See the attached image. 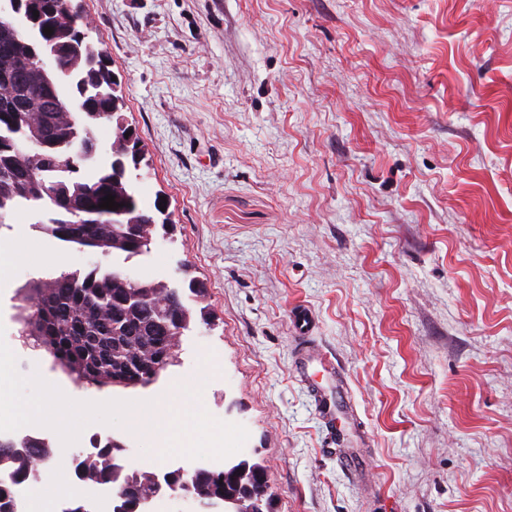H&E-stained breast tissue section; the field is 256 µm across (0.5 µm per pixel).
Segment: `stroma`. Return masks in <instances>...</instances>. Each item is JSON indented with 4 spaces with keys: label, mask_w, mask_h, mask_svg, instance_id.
Wrapping results in <instances>:
<instances>
[{
    "label": "stroma",
    "mask_w": 512,
    "mask_h": 512,
    "mask_svg": "<svg viewBox=\"0 0 512 512\" xmlns=\"http://www.w3.org/2000/svg\"><path fill=\"white\" fill-rule=\"evenodd\" d=\"M145 148L140 209H164L130 261L204 283L207 320L148 387L80 383L30 336L33 279L92 254L24 206L0 250V323L25 377L76 401H152L203 383L244 425L273 512H512V0H81ZM333 367L294 373L291 309ZM220 350L217 370L201 355ZM347 386L356 470L327 451L313 386ZM158 472L157 439L112 428Z\"/></svg>",
    "instance_id": "obj_1"
}]
</instances>
